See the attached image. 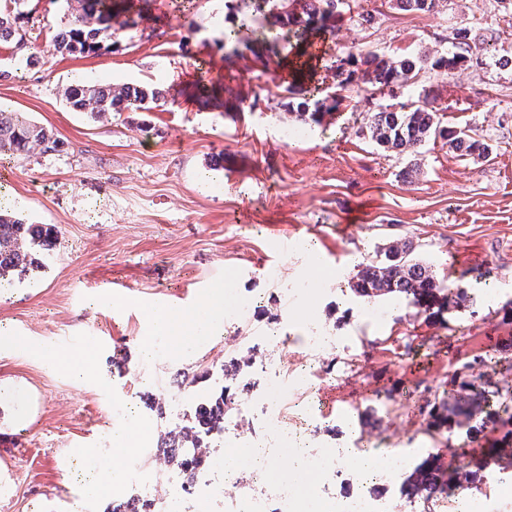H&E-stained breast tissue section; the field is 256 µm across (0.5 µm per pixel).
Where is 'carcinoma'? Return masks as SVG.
I'll list each match as a JSON object with an SVG mask.
<instances>
[{"label": "carcinoma", "instance_id": "obj_1", "mask_svg": "<svg viewBox=\"0 0 512 512\" xmlns=\"http://www.w3.org/2000/svg\"><path fill=\"white\" fill-rule=\"evenodd\" d=\"M77 3L70 27L55 37V49L60 53L93 54L102 43L113 36L121 14L114 0H66ZM440 0H396L405 11L433 12ZM264 15L267 38L244 40L236 32L225 33L229 48L225 59L231 60L249 52L261 57L260 47L277 37L276 30L299 26L305 31L325 33L343 0H265ZM19 14L11 9L0 11V43L23 45L25 35L16 28ZM491 35L461 28L457 32L455 51L449 54L422 53L417 57L387 58L376 52L367 53L358 61L349 55L332 68V86L324 89L314 83L309 61L304 54L292 59V81L284 89L288 99V114L300 120L321 122L324 116L341 111L346 99L361 92L395 93L415 82L420 73L452 71L461 67L478 71L487 65V45ZM159 93L137 86L77 85L65 90L70 106L101 121L114 112L151 109ZM360 132L372 142L400 153L413 154L426 142L442 138L448 149L464 155L489 160L493 147L469 126L449 127L442 121L441 109L426 102L400 110H379L364 117ZM58 146L51 130L31 122L22 112L0 110V159L27 155L35 150L50 152ZM57 244V231L50 224H26L6 205H0V288L12 282L17 274L48 266L51 252ZM360 296H396L409 301L421 311L446 308L449 304L468 298L463 288H448L437 278L426 262L417 258L407 241H392L383 248L380 258L362 265L352 284ZM462 372L453 375V382L468 391L466 395L448 396L432 405L431 425L455 427L469 437L482 431L491 417L503 413L512 419V389L494 387L475 389L469 381L472 365L461 366ZM227 402L209 406L208 427L221 430L227 412ZM456 478L444 472L433 458L425 459L403 477V487L428 501L436 491H447Z\"/></svg>", "mask_w": 512, "mask_h": 512}]
</instances>
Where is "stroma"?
<instances>
[{"mask_svg": "<svg viewBox=\"0 0 512 512\" xmlns=\"http://www.w3.org/2000/svg\"><path fill=\"white\" fill-rule=\"evenodd\" d=\"M26 49L0 45V109L24 112L53 131L58 152L0 161V197L31 224L55 225L59 244L45 271L0 290V333L25 336L30 351H0V382L18 385L0 403V475L10 484L0 512H112L111 495H84L71 472L87 442L115 454L113 404L131 397L134 423L150 435L132 464H166L178 424L170 395L210 388L219 366L252 378L268 351L251 343L267 324L282 328L275 353L301 364L312 332L333 337V375L305 387L304 430L314 450L366 443L376 454L402 449L409 467L436 458L450 473L490 449L512 451V420L492 418L478 435L429 428L432 402L455 394V369L474 363L473 381L512 386V0H444L439 11L393 8L390 0H344L324 42L303 31L278 41L313 53L314 79L333 61L375 51L399 58L450 52L459 27L493 33L479 72L426 71L397 96H353L321 123L289 119L288 70L273 53L226 66L224 32L261 30L255 0H132L113 45L91 55L60 54L65 0H25ZM232 103L199 101V77ZM158 89L146 112L99 122L73 111V83ZM451 126H471L493 145L490 161L450 152L444 141L395 154L359 134L366 112L424 99ZM419 165L414 179L403 172ZM393 239L412 242L448 286L464 284L473 306L417 313L403 299L354 296L349 280ZM317 252L328 283L306 289ZM233 291L243 339L212 336L185 361L162 352L147 362V309L194 304L216 282ZM106 339L97 379L80 384L36 349ZM148 370L152 385L131 388ZM343 413H336V406Z\"/></svg>", "mask_w": 512, "mask_h": 512, "instance_id": "obj_1", "label": "stroma"}]
</instances>
